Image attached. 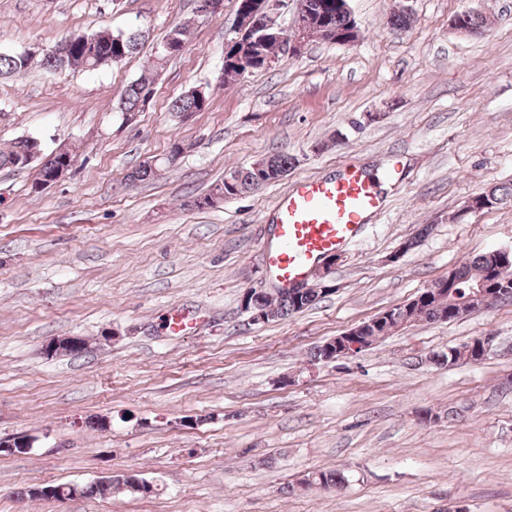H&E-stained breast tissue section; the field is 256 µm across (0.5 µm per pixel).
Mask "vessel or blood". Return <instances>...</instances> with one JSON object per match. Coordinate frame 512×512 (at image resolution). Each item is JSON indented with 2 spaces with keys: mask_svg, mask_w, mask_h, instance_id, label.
<instances>
[{
  "mask_svg": "<svg viewBox=\"0 0 512 512\" xmlns=\"http://www.w3.org/2000/svg\"><path fill=\"white\" fill-rule=\"evenodd\" d=\"M380 207L378 182L355 167L335 177L298 180L275 206L265 249L269 276L282 288L307 280L318 259L357 241Z\"/></svg>",
  "mask_w": 512,
  "mask_h": 512,
  "instance_id": "obj_1",
  "label": "vessel or blood"
}]
</instances>
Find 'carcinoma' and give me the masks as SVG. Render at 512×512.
I'll use <instances>...</instances> for the list:
<instances>
[{"label":"carcinoma","mask_w":512,"mask_h":512,"mask_svg":"<svg viewBox=\"0 0 512 512\" xmlns=\"http://www.w3.org/2000/svg\"><path fill=\"white\" fill-rule=\"evenodd\" d=\"M324 18L325 27L317 29L314 34L322 40L336 42V36H343L352 29L353 20L343 10V0H313ZM457 17L474 34L483 32L486 26V17L477 10H466ZM91 42H69L64 38L55 44L56 52H46L42 55L41 65L54 72H93L100 68L103 60H111V64L118 65L128 57L139 52L142 47V34L138 31L110 32L100 31L90 35ZM175 58L173 54H165L155 50L152 66L134 79L124 89L119 103V112L136 115L145 110L154 94V81L159 72L167 62ZM33 57L22 56L17 53H0V77H20L32 66ZM209 105L208 95L200 96L191 89L172 105V111L182 117H189L196 112L204 111ZM41 150V144L35 137H22L14 140L7 148L0 149V168H11L23 170L27 168L28 158ZM266 168L257 170L254 166L242 167L231 170L224 174V179L215 184L212 189L203 196H197L186 202L190 207H198V201L208 197L217 198L221 203L226 199H234L250 194L268 184L279 181L288 174L294 163V159L284 155L275 154L262 159ZM39 167L34 183L49 182L55 179L58 168L65 166L72 168L74 154L67 144H62V150L56 154L42 155L34 161ZM486 197L485 208L491 209L497 206L512 205V184H504L494 187L484 193ZM451 274L457 281L455 291L459 297L470 295L471 284L479 277L487 280L489 287L501 291V299L512 300V268L505 269L501 266L498 258L487 252L472 260H466L452 269ZM324 290L320 288H308L299 297L295 298L291 292H277L271 295L268 292L261 293L256 299L257 308L265 311L271 310L272 319L282 318L290 313L299 311L316 303ZM392 314L396 315L395 323L404 320L412 323L419 320L426 321H452L456 316L448 312V307L428 302L411 311H404L401 307L391 308ZM481 337L477 336L470 341L460 345L451 346L446 353L439 354L445 359L448 365L471 364L476 365L482 362L478 353L477 344ZM348 481L345 474L338 471H317L307 476L304 482L309 485H317L324 489L339 488ZM121 488V484L102 485L88 483L83 485L64 484L54 486L59 489L66 499L73 497H107L112 492Z\"/></svg>","instance_id":"cac0c4a2"}]
</instances>
